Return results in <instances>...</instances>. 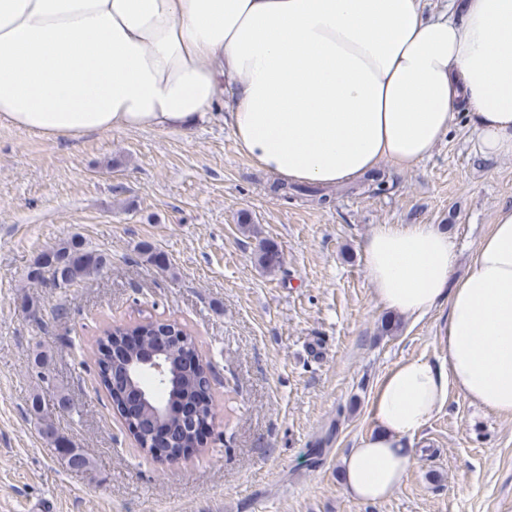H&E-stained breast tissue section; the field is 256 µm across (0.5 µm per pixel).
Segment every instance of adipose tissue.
Listing matches in <instances>:
<instances>
[{
  "label": "adipose tissue",
  "instance_id": "obj_1",
  "mask_svg": "<svg viewBox=\"0 0 512 512\" xmlns=\"http://www.w3.org/2000/svg\"><path fill=\"white\" fill-rule=\"evenodd\" d=\"M220 104L240 151L282 182L409 170L460 115L485 158H510L512 0H0V119L14 126L181 133ZM363 257L383 309L448 307L446 360L391 368L374 432L343 458L348 493L380 502L449 392L512 416V205L462 277L431 224L376 225Z\"/></svg>",
  "mask_w": 512,
  "mask_h": 512
}]
</instances>
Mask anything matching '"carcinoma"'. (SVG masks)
I'll return each instance as SVG.
<instances>
[{"mask_svg":"<svg viewBox=\"0 0 512 512\" xmlns=\"http://www.w3.org/2000/svg\"><path fill=\"white\" fill-rule=\"evenodd\" d=\"M255 260L260 268L268 273L279 270L283 263V257L276 243L269 239L258 240L255 249ZM107 266V258L93 250L86 248L81 239L73 236L60 242L56 247L42 253L36 260L34 268L29 272V279L44 286L46 282H52L54 288L66 290L103 273ZM175 329L185 334L192 348H197V340L192 334L177 321L167 324L161 323L151 317L144 318L134 324L114 326L105 324L92 343V350L97 366V376L100 384L107 392H112V371L123 367L126 357H134L145 348L152 347L164 331ZM130 332L141 335V345L128 347L124 343V334ZM202 373L188 370L179 375L178 384L172 391L159 393V397L172 403H179L186 407L196 404L198 396L197 387ZM41 394L32 395L29 400L30 413L37 416L42 422V432L54 445L58 455L65 461L68 467L79 472L92 470V461L83 449L77 448L64 436L55 433L49 419L42 411ZM154 429L167 430L178 436L179 446L191 448L193 453L200 454L204 447L196 433L189 428L186 418L173 412L165 419L154 425ZM137 448L147 457L153 460L166 459L174 454L172 448L155 447L153 436L146 427H137L129 430Z\"/></svg>","mask_w":512,"mask_h":512,"instance_id":"carcinoma-1","label":"carcinoma"}]
</instances>
